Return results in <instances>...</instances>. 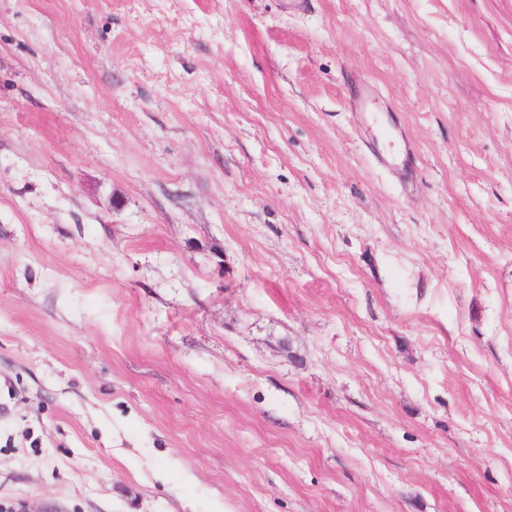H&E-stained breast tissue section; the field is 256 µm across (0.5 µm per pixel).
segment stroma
<instances>
[{"instance_id":"1","label":"stroma","mask_w":512,"mask_h":512,"mask_svg":"<svg viewBox=\"0 0 512 512\" xmlns=\"http://www.w3.org/2000/svg\"><path fill=\"white\" fill-rule=\"evenodd\" d=\"M0 512H512V0H0Z\"/></svg>"}]
</instances>
